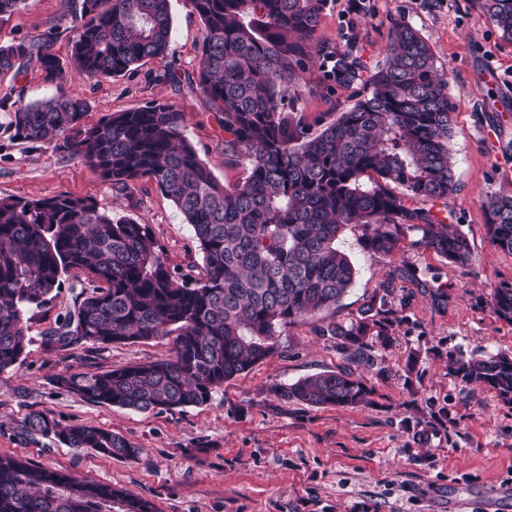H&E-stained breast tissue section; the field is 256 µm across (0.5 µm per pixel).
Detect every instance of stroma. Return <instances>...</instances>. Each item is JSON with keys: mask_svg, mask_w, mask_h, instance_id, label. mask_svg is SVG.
I'll use <instances>...</instances> for the list:
<instances>
[{"mask_svg": "<svg viewBox=\"0 0 512 512\" xmlns=\"http://www.w3.org/2000/svg\"><path fill=\"white\" fill-rule=\"evenodd\" d=\"M329 0L317 32L323 45H342L354 25L370 66L384 63L394 21L411 25L449 76L455 191L444 201L465 234L471 260L449 262L406 234L385 256L365 248L362 230L347 227L337 242L357 274L336 310L282 328L277 352L250 372L215 388L203 406L139 412L96 405L54 384L65 370L98 372L169 358L171 337L48 353L42 332L73 307L83 276L63 275L55 299L28 312L27 357L0 373V455H10L153 502L157 512H450V499L512 487V404L479 385L462 383L449 360L473 352L512 355V324L490 308L495 288L512 284V253L492 245L486 228L491 197L512 194V40L502 37L481 0ZM74 0H24L0 17V44L49 37L67 61L72 33L61 24ZM167 56L142 61L119 77H72L68 96L83 100L85 125L158 100L185 117V134L218 180L234 183L243 169L224 164V132L202 96L189 88L206 29L188 0H170ZM366 92L363 84L328 82L310 60L289 94L319 132ZM36 60L0 73V197L71 195L152 225L168 265L188 271L201 253L191 227L151 181L113 192L81 158L55 143L15 139V101L54 96ZM391 282L400 320L393 340L374 346V363L352 365L318 327L357 318L383 282ZM354 370L371 389L358 407H316L283 400L276 387L307 376ZM62 424H84L123 435L141 454L134 460L71 448L54 437L19 432L31 412Z\"/></svg>", "mask_w": 512, "mask_h": 512, "instance_id": "35a3bbf8", "label": "stroma"}]
</instances>
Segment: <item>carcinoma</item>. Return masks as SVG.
<instances>
[{
    "instance_id": "obj_1",
    "label": "carcinoma",
    "mask_w": 512,
    "mask_h": 512,
    "mask_svg": "<svg viewBox=\"0 0 512 512\" xmlns=\"http://www.w3.org/2000/svg\"><path fill=\"white\" fill-rule=\"evenodd\" d=\"M207 29L191 87L224 129V164L246 176L221 183L186 137L184 114L153 101L85 127V101L64 93L19 103L12 126L28 143L57 138L59 148L86 160L125 193L152 181L175 204L202 254L193 275L170 268L150 224L114 217L88 199L59 195L0 198V373L22 365L25 314L46 306L62 275L79 271L88 285L74 309L43 332L50 352L88 343L109 347L173 337L170 358L102 372L65 371L58 388L102 405L138 411L203 405L213 390L250 371L277 349L279 329L336 307L356 268L336 246L349 226L366 246L392 255L407 232L460 265L471 259L467 238L432 209H410L389 188L427 201L455 189L451 161L449 77L438 72L428 44L408 23L393 25L383 66L371 70L349 26L344 46L315 42L328 0H188ZM512 39V0H483ZM68 64L47 42L0 45V72L36 57L44 80L63 88L73 76L123 75L170 47V0H80L71 12ZM326 79L362 83L368 94L319 134L288 106V90L311 55ZM378 179L366 187L361 178ZM491 243L512 253V195L487 204ZM392 283L380 286L358 318L330 323L320 335L357 365L373 364L375 339H392ZM494 315L512 324V285L492 296ZM453 373L483 384L512 403V356L460 354ZM371 389L351 370L324 372L276 389L284 400L310 406L357 407ZM30 435H53L71 448L132 460L140 448L90 425L63 426L49 414L21 421ZM156 512L155 505L110 485L0 456V512Z\"/></svg>"
}]
</instances>
